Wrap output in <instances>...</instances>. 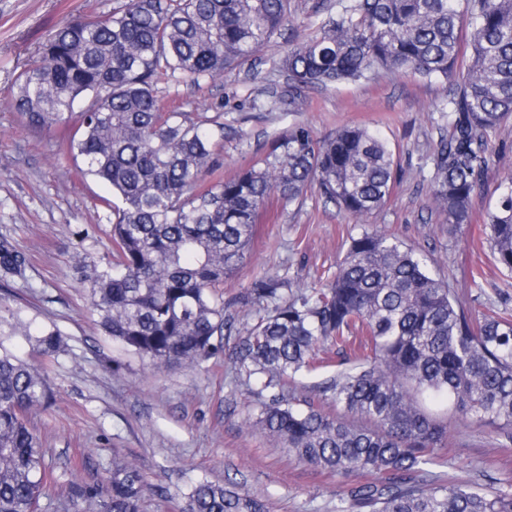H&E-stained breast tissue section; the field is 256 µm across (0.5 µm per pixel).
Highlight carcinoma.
I'll return each mask as SVG.
<instances>
[{"instance_id":"1","label":"carcinoma","mask_w":512,"mask_h":512,"mask_svg":"<svg viewBox=\"0 0 512 512\" xmlns=\"http://www.w3.org/2000/svg\"><path fill=\"white\" fill-rule=\"evenodd\" d=\"M289 0H129L97 20L53 30L16 77L11 108L32 131L80 108L69 152L112 190V252L88 294L104 332L155 369L194 367L216 355L231 328L221 288L247 258L254 224L271 196L291 203L315 187L346 214L383 207L397 178L389 143L362 125L319 137L294 124L265 156L230 177L216 174L224 113L166 112L157 85L175 74L214 79L253 58L288 26ZM288 111L301 89L405 70L449 83L448 135L433 156L432 200L448 223H472L492 160L489 133L512 118V0H347L339 18L289 50ZM483 234L497 267L512 274V176L487 209ZM27 255L0 238V281L23 279ZM239 303L255 314L236 361L262 378L252 419L301 462L374 480L336 494L334 512H512V493L453 478H421L448 445L427 394L512 442V311L477 317L426 255L379 230L350 237L320 287L254 280ZM0 316V512H39L44 449L27 427L51 405L44 372L4 346ZM368 338L355 353L350 338ZM46 357L61 333L24 331ZM336 350L340 369L322 391L336 407H299L285 385ZM141 471L119 456L105 485L78 482L74 499L103 498V512H139ZM186 512H266L230 483L199 481Z\"/></svg>"}]
</instances>
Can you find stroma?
Masks as SVG:
<instances>
[{
	"label": "stroma",
	"instance_id": "obj_1",
	"mask_svg": "<svg viewBox=\"0 0 512 512\" xmlns=\"http://www.w3.org/2000/svg\"><path fill=\"white\" fill-rule=\"evenodd\" d=\"M128 0H0V235L29 259L27 279L0 287V314L17 313L32 328H54L63 338L57 356L36 355L30 342L12 337L19 357L44 367L55 392L48 409L33 411L28 427L45 450L50 478L43 512H102L100 499L75 500L73 482H101L121 455L142 472L147 490L141 512H185L200 480L235 483L261 499L267 512H331L344 487L366 482L359 472L333 473L289 456L277 441L248 423L256 410V384L236 375L234 356L253 321L238 297L264 274L310 286L334 272L350 236L375 228L426 253L434 270L448 277L473 313L488 306L512 309V275L492 265L483 246L485 213L498 187L512 173V120L490 135L494 150L484 190L471 223L454 226L431 197L432 157L448 133L441 112L448 85L405 71L370 75L305 91L302 111L272 105L286 87L276 65L297 43L316 34L330 5L339 0H292L285 35L274 37L255 59L215 79L193 84L182 76L161 82L157 95L179 112L204 107L224 114V175L249 166L273 136L293 124L326 135L344 125H367L389 141L400 171L388 203L356 218L311 190L288 203L270 198L261 210L243 267L224 280L223 297L234 318L224 349L196 368L155 369L106 336L88 299L87 276L112 250L110 190L83 175L67 153L80 124L47 132L25 127L8 107L13 81L50 30L83 17L95 19ZM483 272L481 287L472 275ZM430 412L448 422L451 440L426 465L427 475L448 474L512 492V443L449 414L426 399Z\"/></svg>",
	"mask_w": 512,
	"mask_h": 512
}]
</instances>
